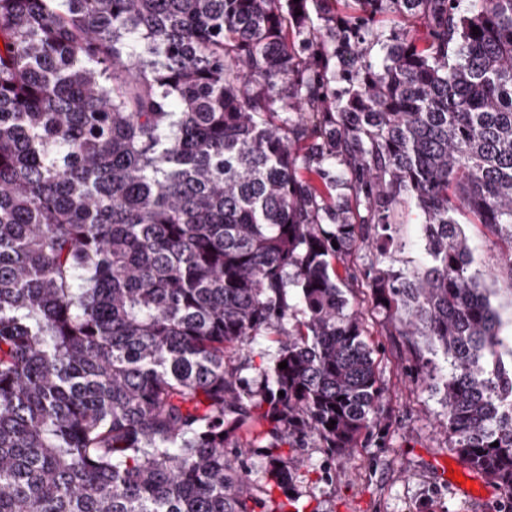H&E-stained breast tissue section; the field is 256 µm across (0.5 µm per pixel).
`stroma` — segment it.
I'll return each instance as SVG.
<instances>
[{
	"label": "stroma",
	"instance_id": "stroma-1",
	"mask_svg": "<svg viewBox=\"0 0 512 512\" xmlns=\"http://www.w3.org/2000/svg\"><path fill=\"white\" fill-rule=\"evenodd\" d=\"M465 224L478 246L475 266L493 272V298L502 314L506 348L512 349V261L498 240L482 225ZM394 245L387 255L362 248L352 260L374 264L381 271L411 270L423 261L421 226L412 205L398 206L391 216ZM366 326L376 349L375 358L385 384L384 431L347 458L337 459L329 478L318 476L325 449L313 439L295 449L301 468L293 488L301 512H506V495L479 473L470 479L480 497L453 488L449 468L459 461L448 446V419L438 387L424 384L417 369L428 350L423 339L402 336L387 322L385 313L368 314Z\"/></svg>",
	"mask_w": 512,
	"mask_h": 512
}]
</instances>
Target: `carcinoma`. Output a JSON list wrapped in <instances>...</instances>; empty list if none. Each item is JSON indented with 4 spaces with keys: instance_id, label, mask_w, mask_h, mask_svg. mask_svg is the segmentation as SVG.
<instances>
[{
    "instance_id": "1",
    "label": "carcinoma",
    "mask_w": 512,
    "mask_h": 512,
    "mask_svg": "<svg viewBox=\"0 0 512 512\" xmlns=\"http://www.w3.org/2000/svg\"><path fill=\"white\" fill-rule=\"evenodd\" d=\"M456 3L0 0V512H288L284 447L327 473L382 430L349 258L405 201L425 264L363 286L512 494V350L457 219L512 248V0ZM263 333L254 387L228 352Z\"/></svg>"
}]
</instances>
